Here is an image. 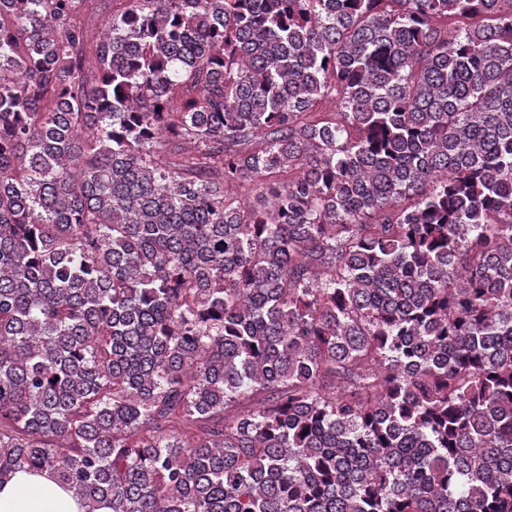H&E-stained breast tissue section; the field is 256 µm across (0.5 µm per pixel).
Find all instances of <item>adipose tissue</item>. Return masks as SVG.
<instances>
[{
    "instance_id": "ef3b65f1",
    "label": "adipose tissue",
    "mask_w": 512,
    "mask_h": 512,
    "mask_svg": "<svg viewBox=\"0 0 512 512\" xmlns=\"http://www.w3.org/2000/svg\"><path fill=\"white\" fill-rule=\"evenodd\" d=\"M0 512H84L71 492L46 474L19 471L0 482Z\"/></svg>"
}]
</instances>
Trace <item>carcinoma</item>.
Returning <instances> with one entry per match:
<instances>
[{
	"label": "carcinoma",
	"mask_w": 512,
	"mask_h": 512,
	"mask_svg": "<svg viewBox=\"0 0 512 512\" xmlns=\"http://www.w3.org/2000/svg\"><path fill=\"white\" fill-rule=\"evenodd\" d=\"M123 2L0 0V479L512 512V0Z\"/></svg>",
	"instance_id": "cac0c4a2"
}]
</instances>
